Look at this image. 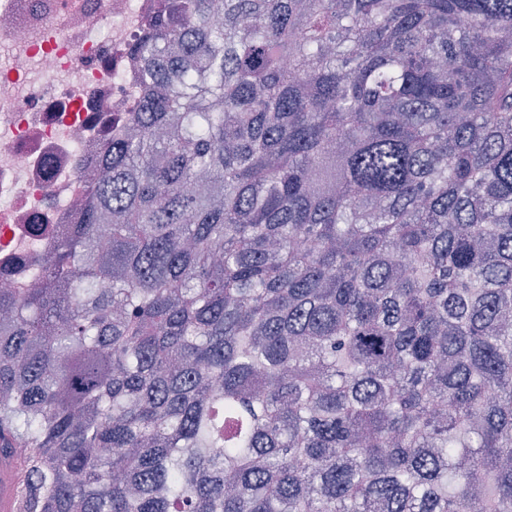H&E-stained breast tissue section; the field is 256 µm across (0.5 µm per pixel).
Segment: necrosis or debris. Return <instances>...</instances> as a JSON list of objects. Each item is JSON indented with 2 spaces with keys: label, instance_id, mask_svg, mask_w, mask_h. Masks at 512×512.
<instances>
[{
  "label": "necrosis or debris",
  "instance_id": "4bbe7bcc",
  "mask_svg": "<svg viewBox=\"0 0 512 512\" xmlns=\"http://www.w3.org/2000/svg\"><path fill=\"white\" fill-rule=\"evenodd\" d=\"M157 0H0V288L29 287L79 220L142 97L131 47Z\"/></svg>",
  "mask_w": 512,
  "mask_h": 512
}]
</instances>
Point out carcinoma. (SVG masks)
Returning <instances> with one entry per match:
<instances>
[{
	"label": "carcinoma",
	"mask_w": 512,
	"mask_h": 512,
	"mask_svg": "<svg viewBox=\"0 0 512 512\" xmlns=\"http://www.w3.org/2000/svg\"><path fill=\"white\" fill-rule=\"evenodd\" d=\"M134 52L0 290L15 512H512V0H159Z\"/></svg>",
	"instance_id": "obj_1"
}]
</instances>
